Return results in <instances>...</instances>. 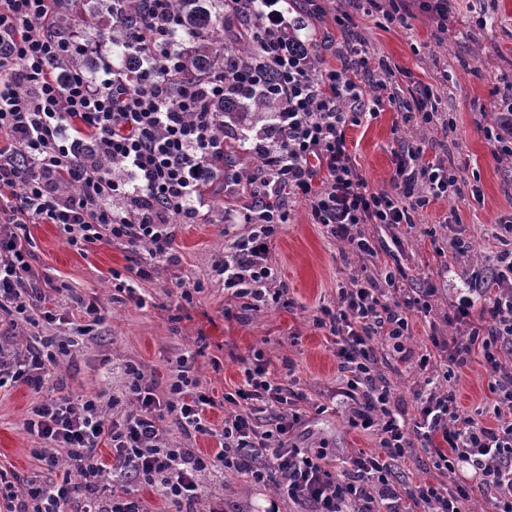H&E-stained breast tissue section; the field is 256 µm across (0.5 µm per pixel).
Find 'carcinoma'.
<instances>
[{
    "mask_svg": "<svg viewBox=\"0 0 512 512\" xmlns=\"http://www.w3.org/2000/svg\"><path fill=\"white\" fill-rule=\"evenodd\" d=\"M223 0H175L181 28L191 41L190 48L183 56L187 72L191 74H218L224 67V12L217 9ZM99 40H105L112 48V58L127 71L138 69L137 54L130 48L123 25L101 27L94 18L86 19ZM277 103L269 97L265 88L258 86L248 94L226 97L218 105L217 111L224 113L229 120L249 118L248 129L264 126L275 111ZM224 160L229 166L238 168L239 183L244 184L250 176V157L241 146L224 143Z\"/></svg>",
    "mask_w": 512,
    "mask_h": 512,
    "instance_id": "cac0c4a2",
    "label": "carcinoma"
}]
</instances>
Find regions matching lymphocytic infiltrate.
<instances>
[{
  "instance_id": "lymphocytic-infiltrate-1",
  "label": "lymphocytic infiltrate",
  "mask_w": 512,
  "mask_h": 512,
  "mask_svg": "<svg viewBox=\"0 0 512 512\" xmlns=\"http://www.w3.org/2000/svg\"><path fill=\"white\" fill-rule=\"evenodd\" d=\"M63 2L0 0V312L10 328L56 319L57 290L31 263L28 225H56L80 251L117 242L145 253L146 261L128 269L138 280L150 278L154 263L178 262L175 228L197 219L224 158V115L216 106L271 73L280 107L250 147L258 173L242 214L248 229L213 270L241 307L278 301L270 245L297 203L342 260L360 264L313 324L336 347L341 383L332 400L378 449L347 456L340 467L329 449L304 446L301 396L271 372L260 349L224 395L235 412L224 418L217 455L170 447L167 421L188 434L211 433L205 412L216 401L188 358L177 360L163 390L130 365L124 398L62 395L32 408L25 426L41 442L32 451L41 472L21 483L0 470L6 512H142L122 487L132 475L178 512H194L200 476L216 466L247 474L302 512H466L474 501L512 512V249L496 252L489 277L449 297L438 329L431 325L434 279L391 266L400 237L378 242L367 234L369 224L416 228L436 201L480 191L456 161V127L441 112L437 89L394 92L392 66L353 36L350 10L361 0H339L336 8L334 21L348 34L336 68L289 47L282 0H224L225 28L257 8L263 21L243 33L256 47L251 60L226 51L223 71L210 77L181 69L184 41L170 0H144L132 36L140 66L132 74L113 65L106 42L81 41L59 23ZM77 55L95 57L96 68H70ZM388 106L398 115V148L389 186L377 189L355 165L347 130ZM411 129L442 136L414 140L406 136ZM479 129L493 159L512 165V81L494 119ZM419 320L431 325L422 351L412 343ZM474 360L488 376L489 423L483 409L464 412L458 399L459 373ZM58 363L49 350L0 347V387L12 381L42 389ZM406 365L417 370L410 412L391 380ZM103 444L109 456L100 454ZM416 447L447 482L397 480V462ZM109 482L116 491L105 492Z\"/></svg>"
}]
</instances>
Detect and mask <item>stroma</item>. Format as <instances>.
I'll use <instances>...</instances> for the list:
<instances>
[{
	"label": "stroma",
	"mask_w": 512,
	"mask_h": 512,
	"mask_svg": "<svg viewBox=\"0 0 512 512\" xmlns=\"http://www.w3.org/2000/svg\"><path fill=\"white\" fill-rule=\"evenodd\" d=\"M457 23L449 26L444 43L434 37L436 25L423 12H415L410 28L380 27L378 17H360L358 32L377 55L401 68V88L431 85L442 95V110L456 124L459 160L477 171L480 198L461 202L439 201L409 234L400 258L410 271L429 274L447 264L441 285L446 289L466 287L470 277L491 264L498 243L496 221L512 210V168L495 162L491 148L476 125L480 107H493V92L503 77L512 78V0H452ZM333 5L326 0L323 13H315L310 0H293L289 17L301 18V39L314 40V52L326 65H338L335 52L344 36L333 18ZM487 19L485 28L475 26L476 16ZM397 118L388 107L374 118L350 127L348 138L363 175L376 188H385L393 168L397 144L392 134ZM248 201L241 186L217 189L205 196V205L195 223L177 226L175 248L179 263H157L151 280L141 282L145 306H138L126 293L116 291L117 277L126 276L132 255L122 247L101 244L81 252L70 248L57 227L32 224L28 230L34 267L54 284L65 286L57 297L60 321L40 323L34 332L0 338V344L19 349L40 345L50 337L72 342L49 377L48 386L73 398L102 392L125 393V368L133 364L159 385H167L176 360L185 356L216 404L206 416L213 428H222L225 414L233 407L224 395L240 381V370L255 350H263L276 374H291L293 388L309 404L303 443L325 447L347 456L371 452L375 440L351 429L343 412H318L339 382L334 345L312 318L318 307L336 301V290L354 268L344 262L321 225L312 222L307 209L293 205L287 224L281 225L269 261L287 288L285 300L259 310L234 309L225 316L224 286L212 279L211 267L224 252L226 235L242 234L246 227L229 223L227 217ZM439 235L470 242L472 257L433 252L426 229ZM201 280L205 288L193 303H177L180 284ZM96 295L100 317L89 320L73 303L75 296ZM87 326L86 335L74 337L73 325ZM45 392L24 384L0 388V468L27 478L38 473L30 450L35 443L25 429L31 409ZM201 507L211 499L239 505L241 512H268L272 494L253 485L247 475L211 469L200 478Z\"/></svg>",
	"instance_id": "stroma-1"
}]
</instances>
